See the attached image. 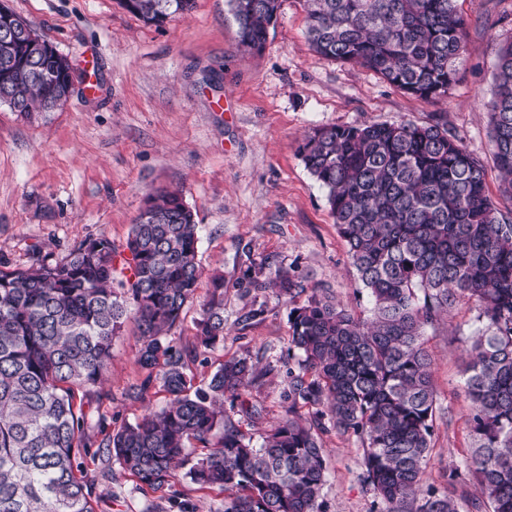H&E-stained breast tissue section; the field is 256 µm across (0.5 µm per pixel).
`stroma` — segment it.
I'll use <instances>...</instances> for the list:
<instances>
[{
	"label": "stroma",
	"mask_w": 512,
	"mask_h": 512,
	"mask_svg": "<svg viewBox=\"0 0 512 512\" xmlns=\"http://www.w3.org/2000/svg\"><path fill=\"white\" fill-rule=\"evenodd\" d=\"M36 32L65 54L81 81L64 107L29 117L0 104V258L27 265L33 254L59 259L81 241L126 240L145 199L156 189L180 191L201 226V277L183 321L171 331L182 345L194 342L214 275L224 277V343L192 364L207 379L236 354L252 357L265 372L248 398L260 419L225 400L224 415L254 442L276 427L286 385L288 308L268 294L264 312L242 326L251 305L236 281L245 258H270L294 267L308 286L331 289L348 310H364L347 246L330 213L327 192L310 175L299 146L313 129L410 122L439 125L485 167L486 189L504 220L512 198L502 193L494 162L490 116L494 69L512 43V0H455L465 21V60L447 97L423 101L373 71L323 57L309 46L302 0H282L262 51L239 43L228 0H193L189 11L162 26L144 23L118 0H7ZM473 305L460 303L427 327L437 414L425 485L449 492L460 512H476L473 477L449 483L471 448L470 403L462 371L477 328ZM140 336L126 321L112 344V361L89 409L113 426L135 423L160 407L151 389L145 401L126 393L143 373ZM323 512H379L363 480L364 449L354 437L328 432ZM95 478L96 512H222V490L203 489L183 473L153 491L142 487L106 455L89 450L78 459ZM111 469V481L99 478Z\"/></svg>",
	"instance_id": "1"
}]
</instances>
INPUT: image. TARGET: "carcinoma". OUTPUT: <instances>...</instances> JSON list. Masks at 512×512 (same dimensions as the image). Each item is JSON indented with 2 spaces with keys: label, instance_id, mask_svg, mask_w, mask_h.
Segmentation results:
<instances>
[{
  "label": "carcinoma",
  "instance_id": "obj_1",
  "mask_svg": "<svg viewBox=\"0 0 512 512\" xmlns=\"http://www.w3.org/2000/svg\"><path fill=\"white\" fill-rule=\"evenodd\" d=\"M193 0H119L162 25ZM240 43L263 48L281 0H229ZM307 35L319 54L361 65L420 100L441 98L466 51L454 0H305ZM62 81L52 62L20 36L0 37V102L50 112ZM492 143L503 192L512 196V44L496 67ZM327 190L368 308L355 313L297 270L248 259L237 286L256 303L274 289L288 306L285 414L260 445L224 417V397L261 409L241 389L259 383L246 356L224 360L196 384L189 365L224 343V278L212 279L196 343L169 333L201 276L199 224L181 193L158 188L132 225L129 257L105 235L59 260L0 259V512H95L94 480L74 465L93 446L141 485L157 490L187 463L186 445L207 449L188 469L192 482L224 491V512H322L329 428L365 449L364 481L382 512H459L448 494L420 495L429 461L436 396L425 328L459 301L479 326L462 376L473 441L465 469L488 512H512V223L486 193L485 169L437 125L320 128L299 148ZM141 337L144 378L166 403L135 424L97 417L86 431L83 400L96 392L127 315Z\"/></svg>",
  "mask_w": 512,
  "mask_h": 512
}]
</instances>
